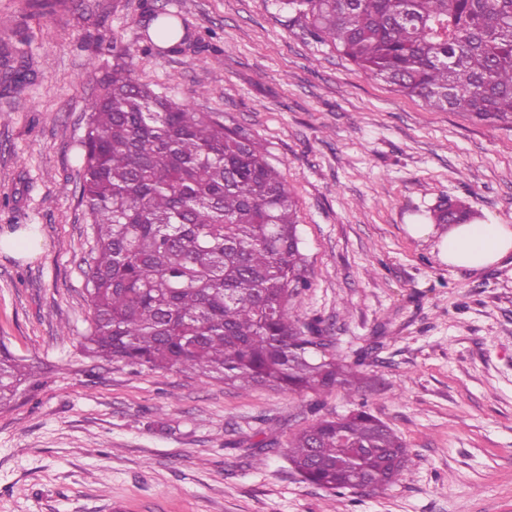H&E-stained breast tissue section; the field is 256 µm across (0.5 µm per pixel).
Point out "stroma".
Masks as SVG:
<instances>
[{"instance_id": "obj_1", "label": "stroma", "mask_w": 512, "mask_h": 512, "mask_svg": "<svg viewBox=\"0 0 512 512\" xmlns=\"http://www.w3.org/2000/svg\"><path fill=\"white\" fill-rule=\"evenodd\" d=\"M207 50L140 52L158 13ZM135 76L259 141L296 203L291 313L370 389L241 390L85 354L93 230L81 141L111 46ZM95 70H88V62ZM512 225V131L367 77L278 0H0V342L32 366L0 405V512H512V254L470 271L409 234L441 202ZM366 407L409 450L395 483L330 492L288 441ZM0 249L15 258L28 260L42 253L43 242L41 238L35 241L33 232L22 230L10 237H0Z\"/></svg>"}]
</instances>
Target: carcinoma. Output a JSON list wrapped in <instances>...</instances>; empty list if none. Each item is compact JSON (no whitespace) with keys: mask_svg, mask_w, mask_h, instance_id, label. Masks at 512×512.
Wrapping results in <instances>:
<instances>
[{"mask_svg":"<svg viewBox=\"0 0 512 512\" xmlns=\"http://www.w3.org/2000/svg\"><path fill=\"white\" fill-rule=\"evenodd\" d=\"M293 21L368 76L430 110L465 112L512 130V0H282ZM169 53L188 28L161 13ZM112 76L92 106L81 194L95 236L84 348L108 361L218 377L250 389L360 388L358 370L292 319L305 282L295 201L264 149L215 112L160 96L112 47ZM439 224L474 220L442 207ZM24 366L0 343V404ZM288 457L329 491L399 479L407 449L371 413L323 418Z\"/></svg>","mask_w":512,"mask_h":512,"instance_id":"1","label":"carcinoma"}]
</instances>
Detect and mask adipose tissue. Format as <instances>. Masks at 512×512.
<instances>
[{"instance_id": "adipose-tissue-1", "label": "adipose tissue", "mask_w": 512, "mask_h": 512, "mask_svg": "<svg viewBox=\"0 0 512 512\" xmlns=\"http://www.w3.org/2000/svg\"><path fill=\"white\" fill-rule=\"evenodd\" d=\"M408 230L416 238L437 236L438 258L451 267L480 270L512 254V226L491 219L457 224L440 235L430 224H412Z\"/></svg>"}]
</instances>
